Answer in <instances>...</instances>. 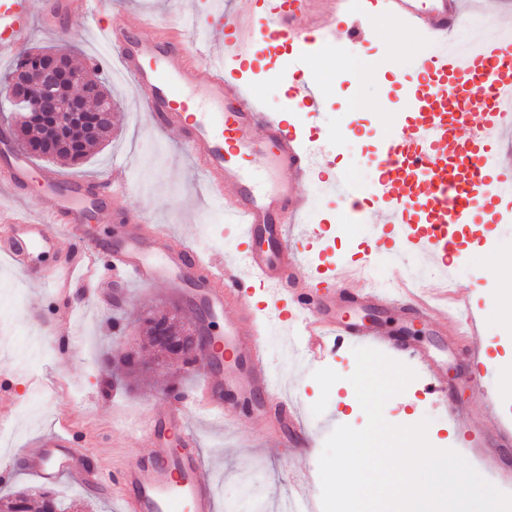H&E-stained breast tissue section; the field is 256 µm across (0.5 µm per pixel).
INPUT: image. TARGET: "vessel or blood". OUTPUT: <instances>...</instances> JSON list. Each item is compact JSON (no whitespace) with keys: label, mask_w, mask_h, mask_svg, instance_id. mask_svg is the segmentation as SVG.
<instances>
[{"label":"vessel or blood","mask_w":512,"mask_h":512,"mask_svg":"<svg viewBox=\"0 0 512 512\" xmlns=\"http://www.w3.org/2000/svg\"><path fill=\"white\" fill-rule=\"evenodd\" d=\"M98 10V0L39 5L0 0V61L20 54L34 17L53 31L71 16L92 19ZM380 14L423 30L432 50L422 62L419 118L388 137L378 179L366 191L336 167L329 142H304L280 116L261 111L227 71L231 63L249 59L254 44L301 45L327 29L361 41ZM217 16L224 41L203 64L189 47L199 21L188 8L174 24L161 15L135 23L115 17L99 32L152 124L178 134L225 222L240 227L246 248L225 259L222 271L204 267L193 240L175 239L138 215L117 234H95L86 222L87 206L116 198L127 188L125 178L63 179L55 170L34 167L0 128V186L20 198L35 180L51 193L44 213L26 206L0 210V255L53 297V309L41 319L44 327L69 335L84 306L111 307L116 284L131 282L189 284L192 297L224 318L223 335L209 339L216 366L196 389L171 396L139 421L147 446L130 464L112 473L96 468L78 444V431L64 419L20 449L18 461L42 484L65 479L111 493L120 512H217L213 480L204 474L188 414L206 413L228 423L244 417L257 429L292 436L300 446L310 439L296 386L279 390L270 380L262 333L249 305L258 290L289 336L297 371L348 343L414 357L427 372L426 392L445 407L456 432L469 436L472 453L512 473V426L492 410L471 414L453 398L429 348L413 343L404 330L386 331L377 319L388 312L419 321L446 335L450 348L473 357L480 352L481 318L447 282L458 225L472 222L487 187L512 186V164L491 160L494 149L512 136V41L484 43L461 54L453 35L467 24L465 0H233L231 9ZM243 16L251 21L246 36L239 28ZM296 66L292 94L307 111H319L322 99L309 57L299 56ZM311 184L348 203L355 220H375L376 231L359 260L315 269L300 250V243L323 238L321 225L303 220L302 189ZM413 204L425 224L406 221ZM55 224L65 226V235L52 232ZM65 236L74 240L73 249L62 248ZM386 236L395 264L409 253L422 257L438 272L441 288H413L403 279L389 287L370 282L371 258ZM292 489L294 512H317L319 498L306 483H293Z\"/></svg>","instance_id":"1"}]
</instances>
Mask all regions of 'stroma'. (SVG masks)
<instances>
[{"label":"stroma","mask_w":512,"mask_h":512,"mask_svg":"<svg viewBox=\"0 0 512 512\" xmlns=\"http://www.w3.org/2000/svg\"><path fill=\"white\" fill-rule=\"evenodd\" d=\"M189 1L201 17L213 11L214 0H102L101 10L103 15L119 12L130 20L152 11L175 18ZM373 24L375 29L386 26L385 36H377L374 30L358 44L335 38L310 46L308 54L314 59L326 101L315 117H307L304 103L289 93L296 49L285 45L273 53L256 49L250 65L235 73L245 88L257 94L263 111L286 116L303 138L330 140L337 166L364 187L375 180L389 135L413 122L408 104L414 99L412 90L420 82L421 63L430 50L429 40L420 30L391 22L382 14ZM30 44L66 49L82 65L99 63L109 79L116 108L109 141L91 151L82 165L51 164L39 156L34 157V164L51 165L65 175L86 179L103 177L113 166H122L129 186L108 210L100 212V229L117 230L126 213L138 212L150 223L167 225L176 236L194 239L203 257L233 255L241 243L238 227L225 223L210 201L189 158L179 148L177 135L153 127L130 82L114 79L117 66L108 62L100 38L86 21L68 19L58 33L35 26ZM355 58L373 59L377 77L354 90L346 71ZM305 193L311 199L306 221L322 226L327 260L358 256L374 231L373 224L348 223L345 206L320 187L306 188ZM474 223L479 231L460 243L455 275L461 291L482 313L479 342L484 356L477 367L482 385L497 392V410L512 424V326L500 319L512 310V296L500 291L502 280H512V268L499 260L500 254L512 251V202L479 200ZM2 289L13 290V302L23 306L24 313L0 326V380L10 382L0 400L14 410L12 442L0 446V459L28 447L65 417L81 433L98 439L92 459L100 468L112 472L124 467L144 445L136 431L138 419L147 409L161 406L166 393L163 384L150 387L115 375L111 368L101 366L99 359L136 345L143 311L176 303L193 322L197 319L194 305L173 285L143 288L130 284L126 302L117 309L87 308L79 314L75 323L78 337L66 359L48 358L24 369L17 365L15 351L29 338L38 337L49 350L57 348V337L40 325L49 302L0 256ZM323 365L340 379L332 386L321 415L311 410L321 395L319 384L308 372L297 377L300 410L315 432L314 443L306 451L280 446L272 433L258 436L245 420L226 427L191 417L208 461L206 472L216 479L219 512H275L280 499L289 494V472L305 468L312 485H319V457L337 426H366L367 416L349 381L356 369L352 350L324 360ZM425 382V375L417 374L403 393L388 400L383 409L386 421L414 425L429 419L427 437L434 447L468 455L466 437L453 431L442 407L425 393Z\"/></svg>","instance_id":"obj_1"}]
</instances>
